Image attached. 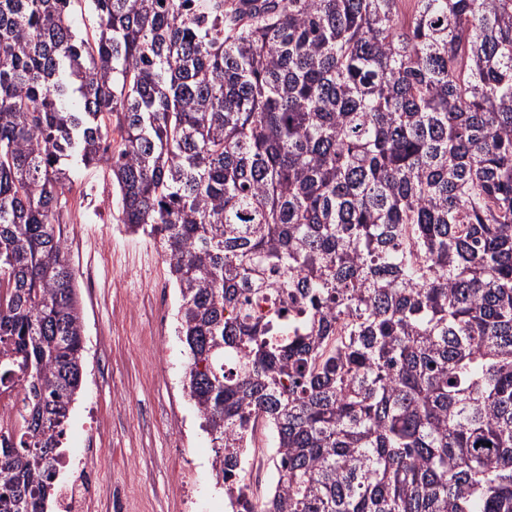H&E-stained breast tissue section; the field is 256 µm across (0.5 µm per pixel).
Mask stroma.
I'll list each match as a JSON object with an SVG mask.
<instances>
[{"mask_svg":"<svg viewBox=\"0 0 512 512\" xmlns=\"http://www.w3.org/2000/svg\"><path fill=\"white\" fill-rule=\"evenodd\" d=\"M117 189L101 168L84 169L60 199L83 308L86 366L64 440L77 469L88 435L100 445V484L91 512H226L212 474L214 452L185 384L187 352L174 314L179 293L160 249L118 220Z\"/></svg>","mask_w":512,"mask_h":512,"instance_id":"1","label":"stroma"}]
</instances>
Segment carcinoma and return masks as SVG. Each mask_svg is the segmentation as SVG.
Listing matches in <instances>:
<instances>
[{
    "label": "carcinoma",
    "instance_id": "cac0c4a2",
    "mask_svg": "<svg viewBox=\"0 0 512 512\" xmlns=\"http://www.w3.org/2000/svg\"><path fill=\"white\" fill-rule=\"evenodd\" d=\"M102 165L231 512H512V0H0V512L54 490L85 367L58 201ZM74 25L78 31L86 38L93 40L99 31L100 20L96 14L91 12L84 4L76 5L73 11ZM25 414V402L20 390H3L0 386V435L14 430ZM267 443H268V441H267L264 431L262 429L257 431V433L255 435V442L253 444V446H255V448H251V450H250L251 456L249 458L250 460H249L248 470H249L250 464L252 463L253 458L259 459L261 461L263 458H266L269 456L270 451H269V448L267 447L268 446ZM260 461L255 462L254 468H255V474H256L257 480L262 482L263 480L264 481L267 480V472H266V467H265L264 462H260Z\"/></svg>",
    "mask_w": 512,
    "mask_h": 512
}]
</instances>
